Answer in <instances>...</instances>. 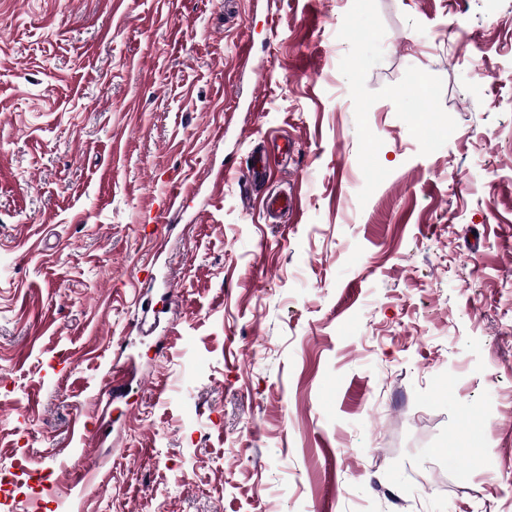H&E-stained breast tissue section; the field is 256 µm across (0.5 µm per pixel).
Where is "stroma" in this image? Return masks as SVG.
I'll return each mask as SVG.
<instances>
[{
    "mask_svg": "<svg viewBox=\"0 0 512 512\" xmlns=\"http://www.w3.org/2000/svg\"><path fill=\"white\" fill-rule=\"evenodd\" d=\"M0 25V471L105 476L53 512H512V0Z\"/></svg>",
    "mask_w": 512,
    "mask_h": 512,
    "instance_id": "1",
    "label": "stroma"
}]
</instances>
